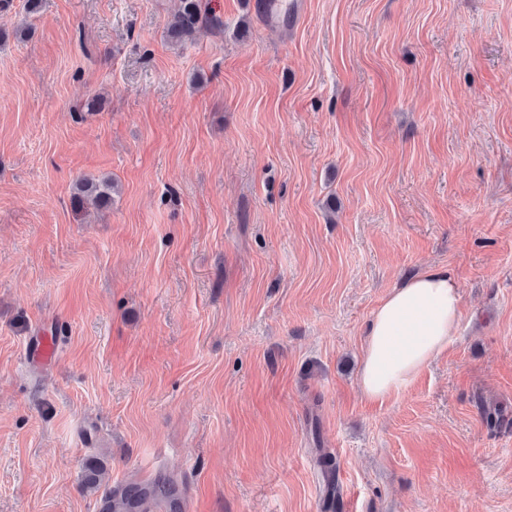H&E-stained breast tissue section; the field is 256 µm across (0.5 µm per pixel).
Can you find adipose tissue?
Returning a JSON list of instances; mask_svg holds the SVG:
<instances>
[{"instance_id": "1", "label": "adipose tissue", "mask_w": 512, "mask_h": 512, "mask_svg": "<svg viewBox=\"0 0 512 512\" xmlns=\"http://www.w3.org/2000/svg\"><path fill=\"white\" fill-rule=\"evenodd\" d=\"M460 321L459 286L445 270L418 273L393 289L367 327L360 376L363 396L381 401L404 390L452 345Z\"/></svg>"}]
</instances>
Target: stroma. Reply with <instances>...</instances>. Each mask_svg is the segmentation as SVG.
I'll return each instance as SVG.
<instances>
[{"mask_svg": "<svg viewBox=\"0 0 512 512\" xmlns=\"http://www.w3.org/2000/svg\"><path fill=\"white\" fill-rule=\"evenodd\" d=\"M203 2L181 42L180 0L0 13V512L162 479L165 512H512V0ZM429 268L458 336L367 400L372 314ZM202 0H181L178 12L168 25V32L177 40L189 39L196 35L202 27L212 23ZM80 202L94 208H101L112 200L114 184L108 177L100 179L80 178L76 183ZM34 358L41 364H49L57 355V343L54 336H36L32 346Z\"/></svg>", "mask_w": 512, "mask_h": 512, "instance_id": "stroma-1", "label": "stroma"}]
</instances>
